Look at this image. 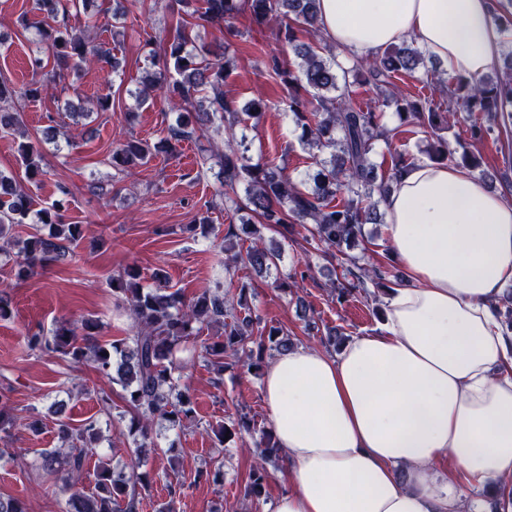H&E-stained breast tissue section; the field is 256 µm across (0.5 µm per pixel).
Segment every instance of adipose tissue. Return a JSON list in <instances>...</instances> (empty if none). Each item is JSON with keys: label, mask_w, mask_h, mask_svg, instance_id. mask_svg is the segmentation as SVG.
I'll use <instances>...</instances> for the list:
<instances>
[{"label": "adipose tissue", "mask_w": 512, "mask_h": 512, "mask_svg": "<svg viewBox=\"0 0 512 512\" xmlns=\"http://www.w3.org/2000/svg\"><path fill=\"white\" fill-rule=\"evenodd\" d=\"M346 64L412 39L447 76L497 67L492 0H320ZM406 286L334 354L271 360L262 392L291 485L272 512H512V201L468 169L418 160L386 197Z\"/></svg>", "instance_id": "ef3b65f1"}]
</instances>
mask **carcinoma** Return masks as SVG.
<instances>
[{
    "mask_svg": "<svg viewBox=\"0 0 512 512\" xmlns=\"http://www.w3.org/2000/svg\"><path fill=\"white\" fill-rule=\"evenodd\" d=\"M190 26L176 30L172 42L156 56L154 37L142 30V46L154 58L136 89L129 91L136 106L144 105L155 90L162 91L178 112L167 136L151 145L128 139L112 149V166L122 172L126 168L146 164L157 153L173 150V143L196 134L212 145L223 148L218 196L229 211H244L257 219L252 223L224 228V269L247 264L260 273L279 267L282 249L268 248L260 237L261 224L288 229L298 224L306 231L304 240L328 261L336 258L342 246L353 245L364 236V226L377 224L384 213L380 210L386 194L398 174L407 165L399 153L390 154V165L375 161L379 144H389L391 130L383 123V111L362 108L353 98L352 87L358 85L376 91L383 107L393 110L400 123L416 124L432 137L425 150L431 162H445L451 156L448 142L440 131L459 121L465 113L472 138L481 140L491 131L489 123L508 128L512 123V53L503 58V66L495 75L457 76L448 80V97L455 100L452 111L443 110L434 97L423 92L413 98L402 94L398 82L412 77L430 61L412 43L384 52L372 60H356L345 67L336 60L332 46L315 41L320 36L319 0H179ZM93 0H35V9L54 19L55 24L36 21L39 42L51 52L52 66L46 69L42 59H34V77L22 88L6 80L0 81V127L8 128L15 120L21 101L38 99L49 83L65 81L68 73L82 65L102 64L112 76H119L120 61L111 56L102 42H94L67 24L69 8H88ZM250 15L253 23L264 25L279 20L276 40L288 46L299 59L294 67H286L279 56L262 54L256 65L272 73L288 89V110L294 125L301 130L300 140L316 158L317 169L301 179L292 178L286 167L263 159L251 162L245 137H237L235 128L243 117L258 119L267 110L263 98L252 100L240 109L225 79L234 69L235 60L228 55L230 38L239 35L237 21ZM217 26L224 29V41L206 45L192 35L194 28ZM18 153L30 182H40L47 171L42 155L34 144L21 142ZM329 157H323V154ZM16 224H38L40 228L18 247L15 266L18 275H29L37 268L75 256L84 238L81 224H68L54 202L40 209L23 184L13 176L0 172V239H12ZM249 240L242 252L234 241ZM343 281L336 288L342 300L356 289L367 291V283L386 287L378 268H366L356 258H348ZM112 293L134 320L132 335L109 344L95 336L96 324L90 318L56 327L50 335L33 334L26 338L31 351H46L70 364L87 363L102 377L121 387L120 396L129 409L128 432L144 442L151 439L157 421L170 428L196 426L195 410L188 392L170 393L179 386L183 366L176 354L202 326L219 324L221 335L201 347L203 360L217 371L224 370L227 359L248 361V367L259 369L266 352L280 354L293 348L288 332L271 328L267 336L253 339L259 324L244 292L238 297L224 293L221 285L206 289L186 299L179 291L164 284L146 288L141 273L127 266L112 277ZM58 434L64 448L40 453V469L57 476L68 493L63 512H137L142 492L149 489L145 473L116 474L101 465L89 471V461L97 454L100 439L98 420L89 418L73 426L60 420ZM253 433L255 428L245 414L229 425L215 430L217 437ZM93 473V488L82 481ZM268 474L261 464L253 466L245 493L261 499ZM186 489L185 482L174 476L166 485L168 501L160 512H174V504Z\"/></svg>",
    "mask_w": 512,
    "mask_h": 512,
    "instance_id": "carcinoma-1",
    "label": "carcinoma"
}]
</instances>
